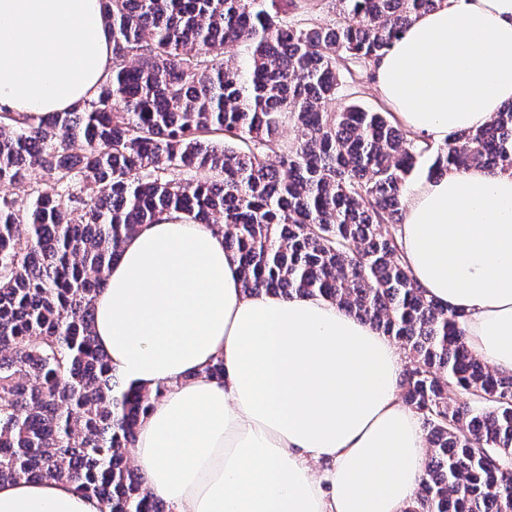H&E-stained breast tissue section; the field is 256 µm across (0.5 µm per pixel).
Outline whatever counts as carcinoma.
Returning a JSON list of instances; mask_svg holds the SVG:
<instances>
[{
	"label": "carcinoma",
	"mask_w": 512,
	"mask_h": 512,
	"mask_svg": "<svg viewBox=\"0 0 512 512\" xmlns=\"http://www.w3.org/2000/svg\"><path fill=\"white\" fill-rule=\"evenodd\" d=\"M102 0L112 71L68 112H0V482L62 481L102 512H171L126 449L165 394L98 349L94 300L125 240L164 214L224 237L242 288L335 303L396 341L429 454L405 512H512V372L472 354L464 314L429 298L399 242L418 160L430 176L512 169V103L437 148L357 104L342 70L373 64L444 0ZM242 56H223L227 46ZM291 121L298 136L281 138ZM41 172L38 169L30 171V176L26 183L22 185H0V196H5L8 199L16 200L17 204H26L29 200V193L31 188L40 182Z\"/></svg>",
	"instance_id": "carcinoma-1"
}]
</instances>
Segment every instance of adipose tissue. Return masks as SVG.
<instances>
[{"instance_id": "ef3b65f1", "label": "adipose tissue", "mask_w": 512, "mask_h": 512, "mask_svg": "<svg viewBox=\"0 0 512 512\" xmlns=\"http://www.w3.org/2000/svg\"><path fill=\"white\" fill-rule=\"evenodd\" d=\"M111 66L101 0H0V109L67 111ZM374 70L428 141L483 127L512 102V0H444ZM400 240L427 296L464 312L471 350L512 372V170L410 185ZM94 335L128 382L166 387L129 454L175 512H404L415 497L428 448L394 343L328 301L244 293L207 225L172 213L128 238ZM0 512L101 503L66 482L5 481Z\"/></svg>"}]
</instances>
